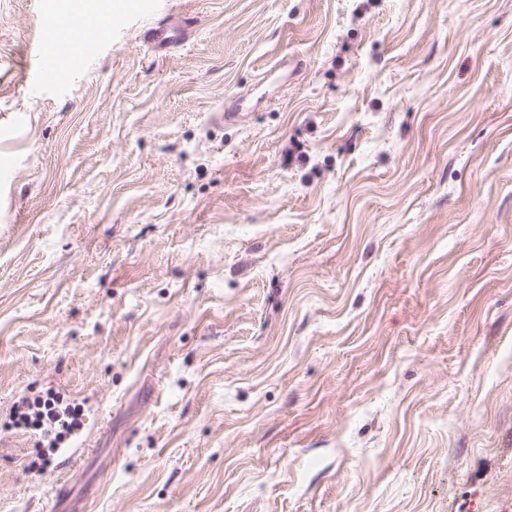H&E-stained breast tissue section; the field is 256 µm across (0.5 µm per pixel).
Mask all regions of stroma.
Segmentation results:
<instances>
[{"mask_svg": "<svg viewBox=\"0 0 512 512\" xmlns=\"http://www.w3.org/2000/svg\"><path fill=\"white\" fill-rule=\"evenodd\" d=\"M37 3L0 0V512H512V0H89L112 38L42 94ZM55 391L63 470L15 410Z\"/></svg>", "mask_w": 512, "mask_h": 512, "instance_id": "stroma-1", "label": "stroma"}]
</instances>
